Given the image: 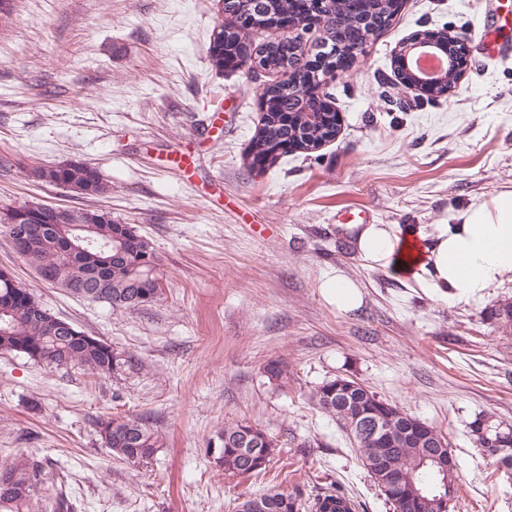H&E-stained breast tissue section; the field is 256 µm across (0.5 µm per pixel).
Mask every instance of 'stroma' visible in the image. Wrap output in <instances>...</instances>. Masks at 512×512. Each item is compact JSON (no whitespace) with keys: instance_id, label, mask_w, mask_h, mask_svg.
Returning <instances> with one entry per match:
<instances>
[{"instance_id":"1","label":"stroma","mask_w":512,"mask_h":512,"mask_svg":"<svg viewBox=\"0 0 512 512\" xmlns=\"http://www.w3.org/2000/svg\"><path fill=\"white\" fill-rule=\"evenodd\" d=\"M0 26V208L32 201L97 209L132 226L159 259L158 302L125 309L40 280L0 230V269L54 316L111 345L121 376L56 368L0 350V466L42 468L43 512H235L270 489L311 499L340 486L355 512H391L352 438L312 395L355 380L448 438L460 471L454 512H512V468L473 442L480 413L512 425V333L492 311L512 274L481 302L444 303L369 265L337 223L441 224L512 188V54L470 52L445 96L394 100L395 59L419 30L467 37L484 0H402L392 24L325 89L336 138L254 168L259 95L274 74L216 71L207 58L217 0H14ZM189 148L192 177L169 169ZM78 160L110 193L81 197L31 177ZM342 272L362 293L342 313L320 284ZM288 375L270 381L268 361ZM138 416L161 447L115 459L100 420ZM264 428L280 452L232 477L208 452L225 425Z\"/></svg>"}]
</instances>
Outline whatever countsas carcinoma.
<instances>
[{
  "label": "carcinoma",
  "mask_w": 512,
  "mask_h": 512,
  "mask_svg": "<svg viewBox=\"0 0 512 512\" xmlns=\"http://www.w3.org/2000/svg\"><path fill=\"white\" fill-rule=\"evenodd\" d=\"M311 4L295 0H223L225 22L211 35L209 61L218 71L235 69L256 58L265 71L286 72L288 79L263 88L260 95L265 123L251 142L253 157H262L269 146L290 143L309 152L336 137L337 112L330 105L331 94L318 92L319 82L309 68V51L284 36L265 44L256 52L245 42L247 27L243 17L255 19V28L278 29L283 17L294 25L306 18ZM399 5L394 0H368L365 8H353L350 0H329L321 8L323 41L341 47L339 56H330L323 71L349 67L353 56L370 38L389 27ZM318 112L320 121L308 126L302 113ZM33 177L56 186L70 185L82 195H104L108 182L93 167L60 168L39 166ZM98 212L64 209L63 224L40 223L25 236L13 241L16 251L34 268L38 277L67 292L112 307L137 308L156 302L162 295L159 260L149 241L125 231V225L107 219L96 221ZM86 238L88 253H68L67 239ZM9 272L0 269V306L10 304L9 313L0 316V350L15 351L50 366L78 365L99 374L118 376L129 360L121 358L108 344L83 343L52 331L45 325L44 309L30 291L19 295ZM315 403L349 433L357 443L364 469L378 487L393 512H451L456 492L446 498L415 503L414 489L434 480L430 464L423 463L420 450L433 439L442 447L438 452L452 454L448 439L435 427L410 415L403 408L377 396L362 384L345 377L323 383L312 396ZM112 435L107 448L112 456L139 463L152 458L160 448L159 436L146 421L133 416L113 417ZM380 425L377 434L368 427ZM475 443L481 448H500L501 464L512 467V427L500 428L491 414H482L469 423ZM219 464L236 476L259 473L277 453V443L260 426L237 422L224 426L219 434ZM42 483L38 464L19 457L0 468V512H36L34 492ZM299 491L269 490L249 497L251 512H350L349 498L339 489L317 495L313 502L301 500Z\"/></svg>",
  "instance_id": "obj_1"
}]
</instances>
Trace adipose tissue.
<instances>
[{
  "label": "adipose tissue",
  "mask_w": 512,
  "mask_h": 512,
  "mask_svg": "<svg viewBox=\"0 0 512 512\" xmlns=\"http://www.w3.org/2000/svg\"><path fill=\"white\" fill-rule=\"evenodd\" d=\"M355 248L437 299L481 300L512 273V189L459 210L449 224H368Z\"/></svg>",
  "instance_id": "obj_1"
}]
</instances>
